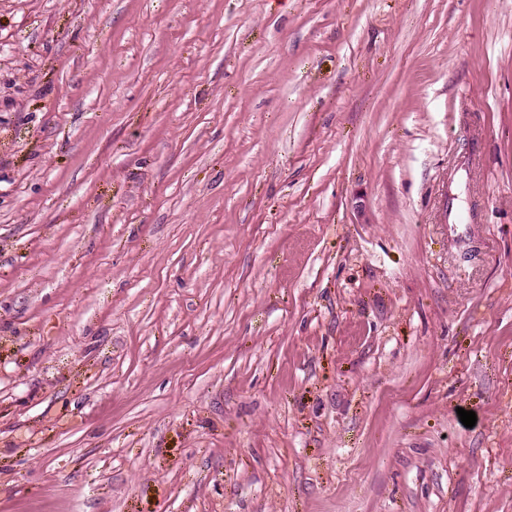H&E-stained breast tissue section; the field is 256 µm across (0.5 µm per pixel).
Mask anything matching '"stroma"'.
I'll use <instances>...</instances> for the list:
<instances>
[{"instance_id": "35a3bbf8", "label": "stroma", "mask_w": 512, "mask_h": 512, "mask_svg": "<svg viewBox=\"0 0 512 512\" xmlns=\"http://www.w3.org/2000/svg\"><path fill=\"white\" fill-rule=\"evenodd\" d=\"M0 512H512V0H0Z\"/></svg>"}]
</instances>
